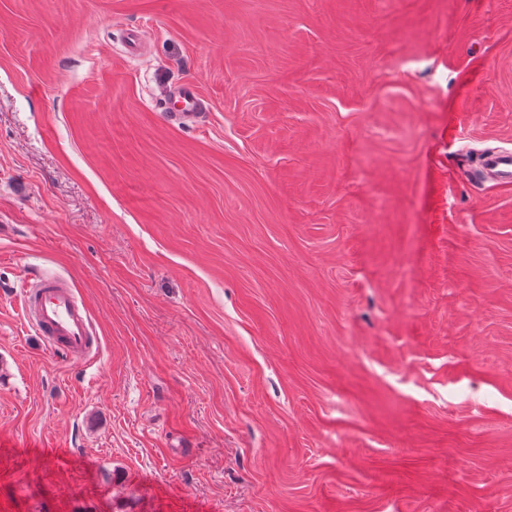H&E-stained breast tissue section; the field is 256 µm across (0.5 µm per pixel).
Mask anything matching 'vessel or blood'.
<instances>
[{
	"label": "vessel or blood",
	"instance_id": "b4317fda",
	"mask_svg": "<svg viewBox=\"0 0 512 512\" xmlns=\"http://www.w3.org/2000/svg\"><path fill=\"white\" fill-rule=\"evenodd\" d=\"M171 109L169 121L190 124L196 121L201 98L192 83L170 87L164 95ZM478 176L512 181V151L485 154L477 167ZM21 308L27 325L47 346L62 355L81 358L96 350L97 340L89 310L63 277H30L21 290Z\"/></svg>",
	"mask_w": 512,
	"mask_h": 512
}]
</instances>
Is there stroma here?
Masks as SVG:
<instances>
[{
  "instance_id": "35a3bbf8",
  "label": "stroma",
  "mask_w": 512,
  "mask_h": 512,
  "mask_svg": "<svg viewBox=\"0 0 512 512\" xmlns=\"http://www.w3.org/2000/svg\"><path fill=\"white\" fill-rule=\"evenodd\" d=\"M502 148L512 0H0V512H512ZM171 105V111L165 113L170 122L191 124L200 115L201 98L192 83H182L166 90L164 95ZM477 176L484 179V176L499 181H512V151L511 149L498 150L485 154L479 161ZM21 289L24 320L47 346L67 357L83 358L97 350L89 310L65 277H30Z\"/></svg>"
}]
</instances>
